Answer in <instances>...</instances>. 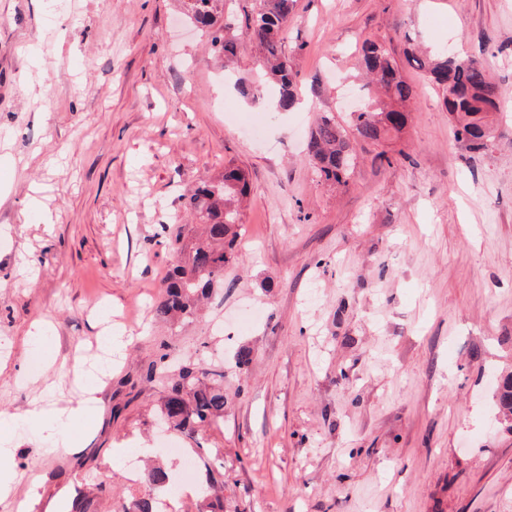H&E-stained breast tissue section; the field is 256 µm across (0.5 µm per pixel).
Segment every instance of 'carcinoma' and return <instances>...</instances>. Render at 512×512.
Masks as SVG:
<instances>
[{
    "mask_svg": "<svg viewBox=\"0 0 512 512\" xmlns=\"http://www.w3.org/2000/svg\"><path fill=\"white\" fill-rule=\"evenodd\" d=\"M191 25L208 37L212 51L224 62V71H234L237 35L234 23L220 22L224 0H181ZM294 0H259V6L246 22V33L258 48L254 65L259 81L241 76L234 86L245 98H262V83L278 88V108L289 111L298 102L299 87L292 63L282 48V31L293 12ZM360 55L366 70L367 94H381L388 103L375 102L351 114L344 124L329 112L319 114L307 135V160L320 182L345 186L354 173L356 144L378 142L403 130L407 115L404 104L412 96V87L401 75L402 68L384 48L371 40L362 43ZM408 64L427 73L441 91L443 104L456 122L455 134L476 149L487 147L491 139L486 118L497 110L499 87L491 81L483 65L475 58H461L445 50L434 55L413 54ZM247 196V178L243 170L224 169L216 182L204 181L189 195V205L202 232L180 230L173 242L176 263L163 282V295L154 307L162 321L194 319L198 303L208 298L214 282L224 275V267L233 258L239 227V203ZM168 386L160 413L170 428L193 437L224 418V407L240 391H224V369L183 367L176 374L162 371ZM498 403L505 415L512 414V376L503 379ZM224 463H209L205 473V496L210 512H224L218 496L217 477L224 476ZM143 483L148 493L133 499L131 512H155L154 504L171 488L170 474L160 466L145 472Z\"/></svg>",
    "mask_w": 512,
    "mask_h": 512,
    "instance_id": "carcinoma-1",
    "label": "carcinoma"
}]
</instances>
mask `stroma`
Instances as JSON below:
<instances>
[{
  "label": "stroma",
  "instance_id": "1",
  "mask_svg": "<svg viewBox=\"0 0 512 512\" xmlns=\"http://www.w3.org/2000/svg\"><path fill=\"white\" fill-rule=\"evenodd\" d=\"M367 39L478 59L504 104L488 148L455 138L408 66L403 131L358 145L349 186L321 185L306 132L348 120ZM283 47L302 102L276 112L225 86L179 0H0V410L77 404L71 368L102 357L101 328L127 340L87 451L70 453L78 426L13 428L21 483L0 512H63L81 485L90 512H124L147 488L117 447L161 460L184 481L176 512H200L193 441L157 436L163 355L242 389L202 434L224 512H512L495 386L512 375V0H295ZM228 165L250 185L236 257L193 323L156 321L185 195Z\"/></svg>",
  "mask_w": 512,
  "mask_h": 512
}]
</instances>
